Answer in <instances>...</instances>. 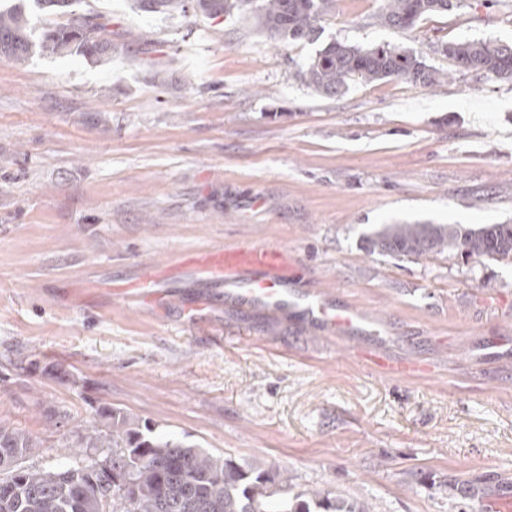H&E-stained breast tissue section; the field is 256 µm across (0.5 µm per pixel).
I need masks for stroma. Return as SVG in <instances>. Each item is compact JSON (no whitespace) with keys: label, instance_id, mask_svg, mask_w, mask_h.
<instances>
[{"label":"stroma","instance_id":"obj_1","mask_svg":"<svg viewBox=\"0 0 512 512\" xmlns=\"http://www.w3.org/2000/svg\"><path fill=\"white\" fill-rule=\"evenodd\" d=\"M112 57L0 55V425L69 454L107 406L296 489L371 512H482L512 488V263L395 259L376 224H512V85L461 76L442 44L512 42V0H461L416 28L383 0H335L317 42L273 41L249 13L210 18L86 0ZM404 46L443 78L317 94L298 70L331 40ZM288 248L303 292L352 305L359 342L218 290L133 308L113 287L210 247ZM364 363L376 371H381L390 374H398L402 376H415L418 374L427 373L428 367L416 363H395L381 359L373 354L365 353L362 356Z\"/></svg>","mask_w":512,"mask_h":512}]
</instances>
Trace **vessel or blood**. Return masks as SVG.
I'll list each match as a JSON object with an SVG mask.
<instances>
[{"instance_id":"vessel-or-blood-1","label":"vessel or blood","mask_w":512,"mask_h":512,"mask_svg":"<svg viewBox=\"0 0 512 512\" xmlns=\"http://www.w3.org/2000/svg\"><path fill=\"white\" fill-rule=\"evenodd\" d=\"M178 274L220 288L225 301L242 306H260L277 313L292 312L319 328H333L348 334L362 331L359 313L349 305H333L296 290L298 269L287 248L275 244H244L211 247L186 259ZM136 288L151 297L164 293V277L154 267L143 269ZM371 369L402 376L426 373L424 365L395 363L373 354H363Z\"/></svg>"}]
</instances>
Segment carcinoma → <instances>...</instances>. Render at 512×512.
I'll return each mask as SVG.
<instances>
[{
  "label": "carcinoma",
  "instance_id": "1",
  "mask_svg": "<svg viewBox=\"0 0 512 512\" xmlns=\"http://www.w3.org/2000/svg\"><path fill=\"white\" fill-rule=\"evenodd\" d=\"M45 14L65 13L68 22L35 35L26 7L0 11V54L18 61L37 51L74 53L90 61L112 54V19L81 8L83 0H31ZM333 0H194V10L219 17L234 8L249 11L270 38L315 42L319 23ZM146 13L186 12L185 0H135ZM453 0H385L380 23L410 29L429 14H446ZM86 23L74 24V17ZM444 52L461 75L480 74L512 83V42L462 40ZM301 79L326 97L342 93L347 81L403 79L431 86L441 75L401 47H363L332 41L301 67ZM371 252L393 258L453 255L512 262V224H381L364 235ZM104 428L91 426L81 448L112 442V479L95 464L42 470L24 465L37 447L28 434L0 425V512H101L108 497L119 512H370L329 491L296 492L288 471L243 465L156 431L118 408L104 407Z\"/></svg>",
  "mask_w": 512,
  "mask_h": 512
}]
</instances>
